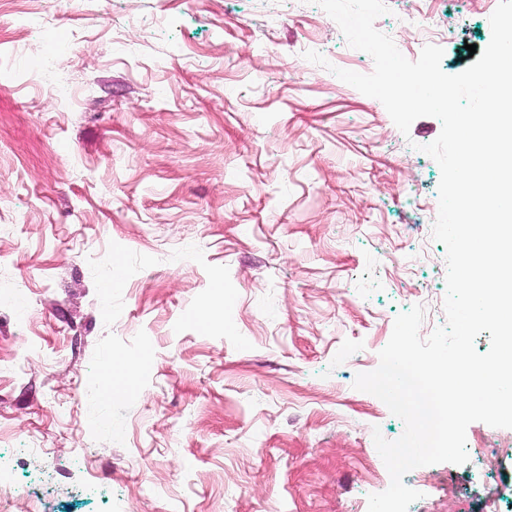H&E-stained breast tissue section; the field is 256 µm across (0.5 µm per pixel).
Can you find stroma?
Returning <instances> with one entry per match:
<instances>
[{
  "label": "stroma",
  "mask_w": 512,
  "mask_h": 512,
  "mask_svg": "<svg viewBox=\"0 0 512 512\" xmlns=\"http://www.w3.org/2000/svg\"><path fill=\"white\" fill-rule=\"evenodd\" d=\"M497 3L386 0L375 27L454 75ZM336 67L374 62L316 0H0V468L39 512H360L388 488L373 434L405 425L353 383L400 312L446 322L441 123L401 133ZM108 355L146 366L104 404ZM466 438L496 470L416 468L412 512H512V429Z\"/></svg>",
  "instance_id": "obj_1"
}]
</instances>
